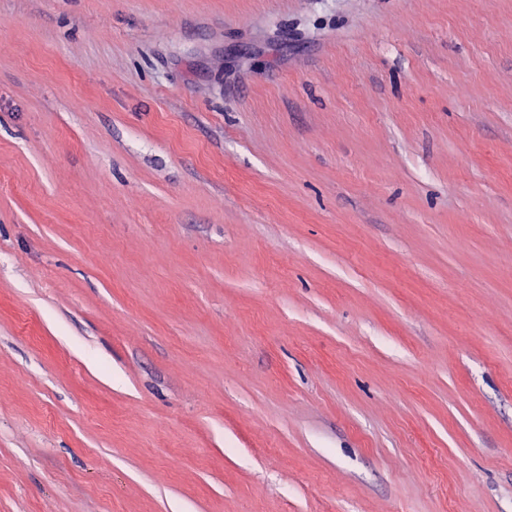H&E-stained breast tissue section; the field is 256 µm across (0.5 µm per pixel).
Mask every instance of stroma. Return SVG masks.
<instances>
[{"label":"stroma","mask_w":512,"mask_h":512,"mask_svg":"<svg viewBox=\"0 0 512 512\" xmlns=\"http://www.w3.org/2000/svg\"><path fill=\"white\" fill-rule=\"evenodd\" d=\"M0 512H512V0H0Z\"/></svg>","instance_id":"1"}]
</instances>
